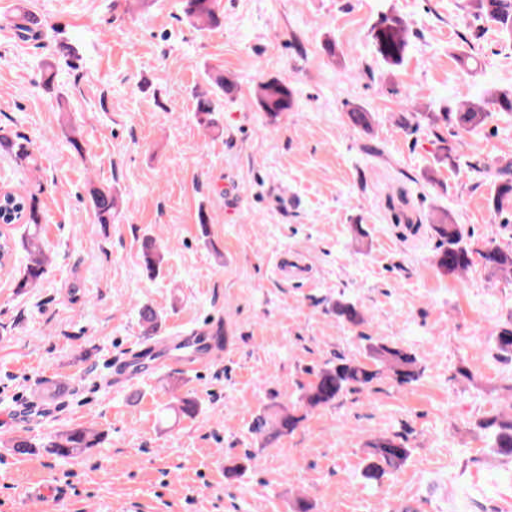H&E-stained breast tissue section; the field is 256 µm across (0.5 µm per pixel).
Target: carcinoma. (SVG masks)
I'll return each instance as SVG.
<instances>
[{
    "label": "carcinoma",
    "mask_w": 512,
    "mask_h": 512,
    "mask_svg": "<svg viewBox=\"0 0 512 512\" xmlns=\"http://www.w3.org/2000/svg\"><path fill=\"white\" fill-rule=\"evenodd\" d=\"M217 0H184L183 11L186 18L195 25L204 28L219 25ZM475 17L495 23L505 35L512 37V0H474ZM41 26L38 18L31 13L20 15L16 29L26 39L38 35ZM371 39L377 57L388 67L402 65L410 44L409 31L395 15L381 14L371 29ZM497 105L501 112L512 113V89H494L486 91L479 100H465L461 104L448 108L446 112L424 113L423 119L434 126L443 121L470 132L482 127L489 119L488 103ZM260 109L270 118H276L282 112L293 107L292 92L286 84L270 79L260 84L258 96ZM217 111V100L206 94L196 97L195 112L201 122L213 123L212 114ZM14 155L16 160L25 164L35 163L34 152L29 142L20 140L17 135L0 134V152ZM475 171L484 174L496 185L495 194L487 200L488 210L495 216L505 211L512 203V161L497 167L472 166ZM18 205L15 223L22 225L21 246L26 252V262L17 288H31L36 285L46 271L47 257L43 249L42 225L39 202L35 194L24 195L8 193ZM90 200L100 224L112 223V214L117 206V198L110 189L94 188L90 191ZM431 229L438 240L434 264L443 275H461L468 272L476 263L492 275L512 279V251H505L487 241L476 247L461 224H433ZM146 267L151 272L160 269L164 256L157 247L156 240L146 237L141 244ZM336 315L352 325L363 322L361 313L352 303H338ZM139 323L143 335L151 337L158 332L160 314L151 305H143L138 310ZM496 346L501 354L512 359V324L507 323L495 335ZM371 362L365 363L344 357L336 358V363L321 369L315 381L304 395L306 406L310 408L326 405L347 390L368 387L380 379L382 369L391 372L399 384H410L419 379L421 368L415 354L385 343H372L368 346ZM197 401L189 396H181L165 408L164 416L176 419L193 417L197 412ZM301 417L283 412L274 424L260 417L254 429L258 432L271 427L269 438L293 431ZM476 427L489 433L491 448L496 454L512 457V415L492 414L476 422ZM102 435L90 428L76 427L55 434L44 440L40 447L57 458H75L86 450L96 447ZM369 451L362 477L367 481H378L389 473L399 470L411 455V448L396 437H383L369 443Z\"/></svg>",
    "instance_id": "obj_1"
}]
</instances>
